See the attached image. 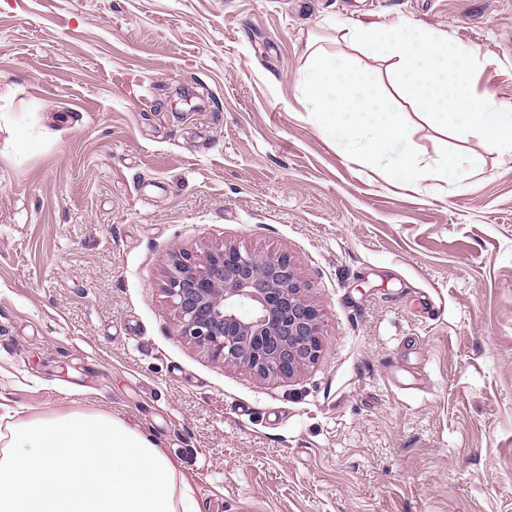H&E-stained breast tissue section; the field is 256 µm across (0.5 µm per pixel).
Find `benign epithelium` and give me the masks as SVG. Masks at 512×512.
<instances>
[{
	"label": "benign epithelium",
	"instance_id": "7a95c632",
	"mask_svg": "<svg viewBox=\"0 0 512 512\" xmlns=\"http://www.w3.org/2000/svg\"><path fill=\"white\" fill-rule=\"evenodd\" d=\"M163 289L180 334L228 365L289 378L324 348L319 310L301 294L287 257L235 247L173 253Z\"/></svg>",
	"mask_w": 512,
	"mask_h": 512
}]
</instances>
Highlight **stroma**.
I'll use <instances>...</instances> for the list:
<instances>
[{
	"mask_svg": "<svg viewBox=\"0 0 512 512\" xmlns=\"http://www.w3.org/2000/svg\"><path fill=\"white\" fill-rule=\"evenodd\" d=\"M430 30L512 102V0H0V408L120 415L201 512H512V156L421 120L344 25ZM371 70L463 189L384 182L307 110ZM288 255L325 348L289 379L179 333L175 251Z\"/></svg>",
	"mask_w": 512,
	"mask_h": 512,
	"instance_id": "obj_1",
	"label": "stroma"
}]
</instances>
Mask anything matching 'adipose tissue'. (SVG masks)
<instances>
[{
  "mask_svg": "<svg viewBox=\"0 0 512 512\" xmlns=\"http://www.w3.org/2000/svg\"><path fill=\"white\" fill-rule=\"evenodd\" d=\"M0 512H201L157 443L119 416L70 410L0 431Z\"/></svg>",
  "mask_w": 512,
  "mask_h": 512,
  "instance_id": "adipose-tissue-1",
  "label": "adipose tissue"
}]
</instances>
